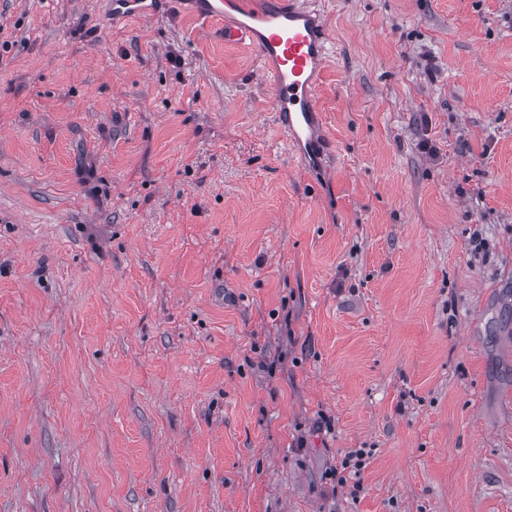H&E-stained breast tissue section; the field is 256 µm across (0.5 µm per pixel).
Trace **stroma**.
Wrapping results in <instances>:
<instances>
[{
  "label": "stroma",
  "instance_id": "1",
  "mask_svg": "<svg viewBox=\"0 0 512 512\" xmlns=\"http://www.w3.org/2000/svg\"><path fill=\"white\" fill-rule=\"evenodd\" d=\"M100 2L0 0V512H512V0H317L316 173Z\"/></svg>",
  "mask_w": 512,
  "mask_h": 512
}]
</instances>
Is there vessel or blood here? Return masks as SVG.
Masks as SVG:
<instances>
[{
  "mask_svg": "<svg viewBox=\"0 0 512 512\" xmlns=\"http://www.w3.org/2000/svg\"><path fill=\"white\" fill-rule=\"evenodd\" d=\"M113 21L156 17L167 0H110ZM196 17L210 21L233 15L224 31L229 41L245 40L255 50L270 109L286 131L303 167L325 157L316 97L331 38L309 0H180Z\"/></svg>",
  "mask_w": 512,
  "mask_h": 512,
  "instance_id": "b4317fda",
  "label": "vessel or blood"
}]
</instances>
